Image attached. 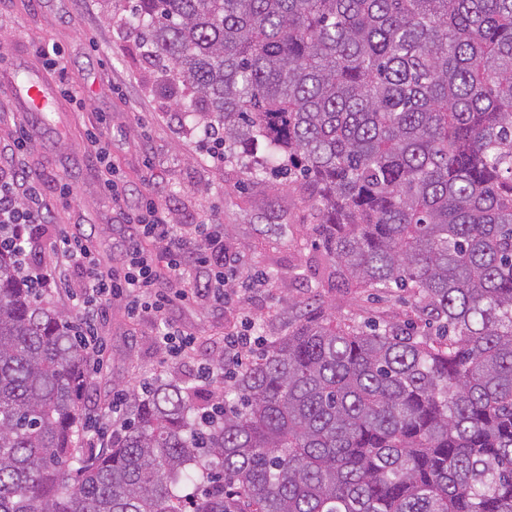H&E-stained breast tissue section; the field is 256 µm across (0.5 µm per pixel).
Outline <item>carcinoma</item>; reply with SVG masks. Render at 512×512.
<instances>
[{
  "label": "carcinoma",
  "mask_w": 512,
  "mask_h": 512,
  "mask_svg": "<svg viewBox=\"0 0 512 512\" xmlns=\"http://www.w3.org/2000/svg\"><path fill=\"white\" fill-rule=\"evenodd\" d=\"M148 52L224 152L303 181L331 313L201 404L129 389L87 448L90 355L0 240V512H512V0H134Z\"/></svg>",
  "instance_id": "carcinoma-1"
}]
</instances>
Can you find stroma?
<instances>
[{
	"instance_id": "35a3bbf8",
	"label": "stroma",
	"mask_w": 512,
	"mask_h": 512,
	"mask_svg": "<svg viewBox=\"0 0 512 512\" xmlns=\"http://www.w3.org/2000/svg\"><path fill=\"white\" fill-rule=\"evenodd\" d=\"M136 36L130 0H0V65L9 66L12 81L44 68L38 48L54 44L85 101L79 110L47 106L21 114L10 90L0 86V144L14 138L16 125L30 131L25 163L40 178L50 212L48 222L30 229L42 243L36 261L58 268L69 283L44 291L43 303L77 314L70 294L81 286L82 268L50 251L57 226L83 236L103 271L119 266L128 241L130 228L102 193L101 168L86 149L87 129L102 118L112 169L131 204L153 195L174 206V223L224 224V243L237 257L241 280L261 271L270 283L256 292L238 290L222 306L192 296L176 299L159 319L129 318L124 298L104 299L96 326L103 347L87 367L86 418L110 416L113 393L145 378L210 393L214 385L199 378L197 366L215 357L216 343L239 330L246 315L257 334L269 339L306 315L310 298L340 320L412 319L407 294L376 296L337 287L314 240V215L299 181L270 170L248 177L247 156L210 163L202 124L185 116L175 97L161 89L158 63L145 57ZM62 182L72 190L65 199L56 192ZM162 319L196 339L194 352L175 364L166 363L157 342Z\"/></svg>"
}]
</instances>
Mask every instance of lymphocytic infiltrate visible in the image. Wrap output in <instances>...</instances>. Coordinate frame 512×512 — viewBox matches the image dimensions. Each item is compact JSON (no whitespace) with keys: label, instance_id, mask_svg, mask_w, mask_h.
<instances>
[{"label":"lymphocytic infiltrate","instance_id":"lymphocytic-infiltrate-1","mask_svg":"<svg viewBox=\"0 0 512 512\" xmlns=\"http://www.w3.org/2000/svg\"><path fill=\"white\" fill-rule=\"evenodd\" d=\"M87 146L106 170L102 180L104 194L113 206L124 210V218L132 226L131 241L119 268L106 273L99 271L78 237L63 231L55 242L58 253L80 260L83 267L84 286L74 296L78 309L75 328L87 345L97 343L100 303L108 296L125 297L127 311L133 318L150 313L162 315L170 298L190 293L223 303L238 286L236 261L224 248L223 225L199 224L187 229L186 225L172 223L169 209L153 200L141 202L133 212H126V189L109 171V142L101 128L88 131ZM26 148L27 140L23 137L0 148V224L5 225L17 252L23 279L40 288L45 277L39 267L26 260L31 246L27 229L29 225L45 222L48 208L41 182L30 175L21 161ZM147 241L161 246L166 258L165 272H158L152 254L144 250ZM253 327L251 318L242 319L240 331L225 338L219 360L199 364L200 377L221 378L226 371L247 364L252 347L261 342L260 337L254 336Z\"/></svg>","mask_w":512,"mask_h":512}]
</instances>
